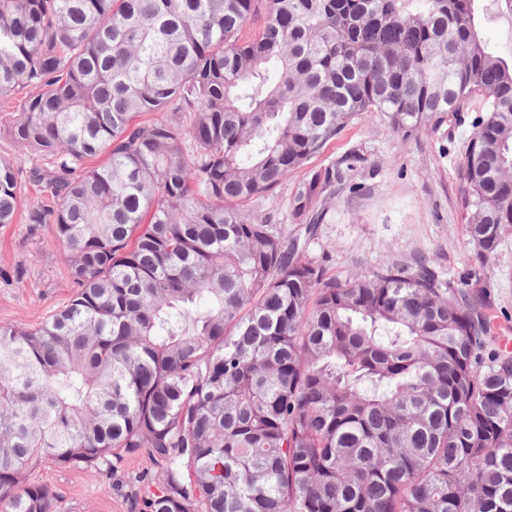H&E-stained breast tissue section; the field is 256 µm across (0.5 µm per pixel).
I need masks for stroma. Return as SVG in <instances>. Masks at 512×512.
<instances>
[{
    "instance_id": "1",
    "label": "stroma",
    "mask_w": 512,
    "mask_h": 512,
    "mask_svg": "<svg viewBox=\"0 0 512 512\" xmlns=\"http://www.w3.org/2000/svg\"><path fill=\"white\" fill-rule=\"evenodd\" d=\"M484 39L500 57H512V18L478 4ZM474 112L461 113L448 138L401 141L388 118L368 112L349 124L315 158L322 165L354 152L357 191L337 193L308 259L342 280L381 264L414 265L428 259L455 287L480 290L494 318L493 349L512 341V234L489 261H480L462 220L458 167L474 131ZM67 256L54 242L52 225L24 221L0 226V325L38 326L74 292ZM147 456L126 458L110 478L95 472L45 466L35 480L59 494L58 512H130L136 473L153 470Z\"/></svg>"
}]
</instances>
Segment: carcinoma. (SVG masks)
Returning a JSON list of instances; mask_svg holds the SVG:
<instances>
[{
	"label": "carcinoma",
	"mask_w": 512,
	"mask_h": 512,
	"mask_svg": "<svg viewBox=\"0 0 512 512\" xmlns=\"http://www.w3.org/2000/svg\"><path fill=\"white\" fill-rule=\"evenodd\" d=\"M477 0H0V100L75 291L0 326V512H57L43 464L145 453L131 512H512V355L425 261L327 276L250 206L297 169L318 224L364 112L407 140L474 101L461 207L478 258L512 233V60ZM166 112L143 124L142 114ZM106 155L98 166L88 161Z\"/></svg>",
	"instance_id": "carcinoma-1"
}]
</instances>
